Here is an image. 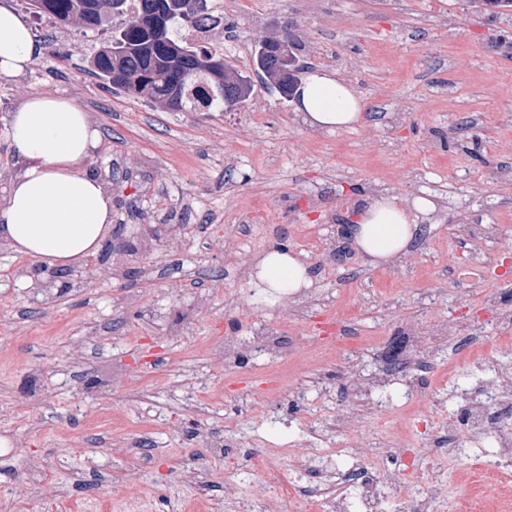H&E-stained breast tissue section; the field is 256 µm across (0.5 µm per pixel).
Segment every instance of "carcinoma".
Wrapping results in <instances>:
<instances>
[{"label":"carcinoma","instance_id":"cac0c4a2","mask_svg":"<svg viewBox=\"0 0 512 512\" xmlns=\"http://www.w3.org/2000/svg\"><path fill=\"white\" fill-rule=\"evenodd\" d=\"M95 11L85 9L87 0H41L42 13L61 24L79 21L85 31H96L113 15L124 17L123 26L112 42L101 46L91 59V67L106 81L119 71L126 77L123 91L142 100L169 104L175 86L181 88L179 110L191 109L193 101L208 108L225 106L229 99L238 107L250 99L251 81L229 65L227 81L216 82L214 62L224 56L191 48L171 34L179 23L195 22L205 15L193 0H169L165 22V40L156 39L150 4L155 0H99ZM256 65L282 94L290 95L291 85L298 79L303 66L294 63L292 71L284 72L279 54L271 40L258 44Z\"/></svg>","mask_w":512,"mask_h":512}]
</instances>
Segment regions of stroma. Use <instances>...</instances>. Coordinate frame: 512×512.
<instances>
[{
  "label": "stroma",
  "mask_w": 512,
  "mask_h": 512,
  "mask_svg": "<svg viewBox=\"0 0 512 512\" xmlns=\"http://www.w3.org/2000/svg\"><path fill=\"white\" fill-rule=\"evenodd\" d=\"M43 48L0 76V202L21 163L8 139L26 98L73 99L101 135L92 167L112 170V223L134 278L112 255L88 279L32 300L0 251V512H296L268 482H312L337 448L394 445L414 467H452L447 418L471 389L512 370V14L469 0H242L224 56L253 84L232 111L174 112L92 75L118 21L93 33L10 0ZM287 41L306 70L338 72L365 102L355 128L308 124L256 66L261 39ZM436 210L389 261L341 237L378 195ZM311 267L310 287L263 297L257 267L278 239ZM265 326L280 356L255 349ZM246 351L224 365V339ZM415 351L414 385L380 352ZM226 454H219V447ZM261 448L264 456H232ZM207 461L190 476L198 456Z\"/></svg>",
  "instance_id": "1"
}]
</instances>
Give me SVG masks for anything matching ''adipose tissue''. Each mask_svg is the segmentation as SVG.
<instances>
[{
    "instance_id": "adipose-tissue-1",
    "label": "adipose tissue",
    "mask_w": 512,
    "mask_h": 512,
    "mask_svg": "<svg viewBox=\"0 0 512 512\" xmlns=\"http://www.w3.org/2000/svg\"><path fill=\"white\" fill-rule=\"evenodd\" d=\"M41 55L30 26L0 0V76H16ZM298 108L314 127L347 129L365 109L362 99L338 74L307 75ZM9 138L21 170L0 206V237L41 265H74L98 250L112 224V193L87 167L100 145V131L74 100L35 95L10 115ZM436 209L428 197L411 205L383 195L361 212L355 241L386 261L405 249L420 223ZM262 288L307 286V269L291 253L270 249L257 275Z\"/></svg>"
}]
</instances>
